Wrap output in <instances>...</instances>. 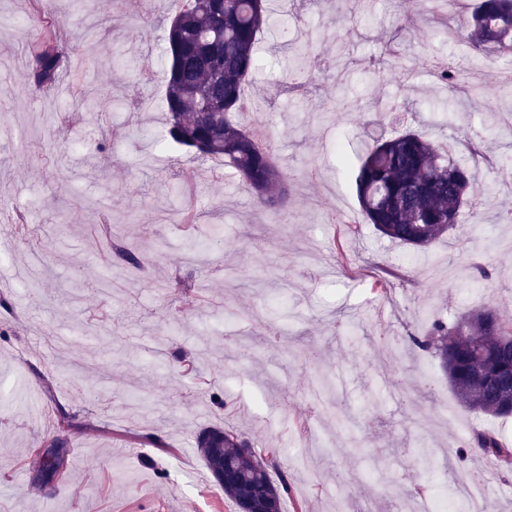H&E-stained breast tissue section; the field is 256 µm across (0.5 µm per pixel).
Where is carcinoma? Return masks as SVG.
Here are the masks:
<instances>
[{
    "mask_svg": "<svg viewBox=\"0 0 512 512\" xmlns=\"http://www.w3.org/2000/svg\"><path fill=\"white\" fill-rule=\"evenodd\" d=\"M296 20L277 17L267 0H175L166 16L163 107L167 112L164 136L204 161H218L231 169L248 188L256 204L281 205L286 196L279 157L272 135L259 121L252 128L239 123L246 108L242 90L259 68L258 47L268 30L287 37ZM458 41L472 53L494 52L512 57V0H477L467 12ZM27 72L38 90H53L64 82L76 86L79 103L99 112L112 109L110 97L86 94L88 79L74 78L64 33L51 18L39 19V34L28 48ZM435 80L482 95L484 89L455 81L454 72L436 60ZM309 82L306 66L286 72L291 90ZM474 182L469 166L448 155V149L426 134L407 129L381 134L365 144L356 176L357 195L365 223L390 241L422 249L462 222L477 205L467 195ZM112 249L133 268L140 261L122 240ZM411 343L430 351L448 376V385L461 406L494 418L508 419L512 390L502 385L512 375V318L495 307L468 311L453 321H431L424 338ZM204 462L213 474L224 469V496L241 508L251 489L270 493L276 507L288 492V478L276 484L271 471L280 449L258 455L237 433L212 428L198 436ZM473 447L503 472L512 470V445L491 430L472 435Z\"/></svg>",
    "mask_w": 512,
    "mask_h": 512,
    "instance_id": "carcinoma-1",
    "label": "carcinoma"
}]
</instances>
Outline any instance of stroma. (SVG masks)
<instances>
[{"mask_svg":"<svg viewBox=\"0 0 512 512\" xmlns=\"http://www.w3.org/2000/svg\"><path fill=\"white\" fill-rule=\"evenodd\" d=\"M300 38H264L244 88L268 107L290 195L259 209L230 169L192 163L159 144L161 73L138 77L112 54L138 29L142 54L165 47L167 0H0V512H236L197 447L205 429L236 431L259 453L281 449L290 492L282 512H413L423 490L434 512H463L455 488L480 472L477 429L512 440V418L459 405L430 352L411 345L432 319L494 302L512 317V89L499 70L468 56L466 80L490 92L445 97L431 63L448 55L440 15L423 0H285ZM54 15L70 55L96 59L92 85L145 105L136 122L88 112L70 94L34 92L20 62L37 15ZM343 16L340 40L324 38ZM405 54L404 74L380 72L385 49ZM323 70L305 98L282 91L294 51ZM347 94L356 112L334 117ZM404 125L429 133L477 171L480 200L464 224L426 250L363 223L355 166H337L336 143L358 155L371 132ZM195 166L197 185L180 188ZM196 223L181 221L183 210ZM120 234L141 256L132 270L112 256ZM488 265V282L472 267ZM65 436V477L38 478L35 448Z\"/></svg>","mask_w":512,"mask_h":512,"instance_id":"1","label":"stroma"}]
</instances>
